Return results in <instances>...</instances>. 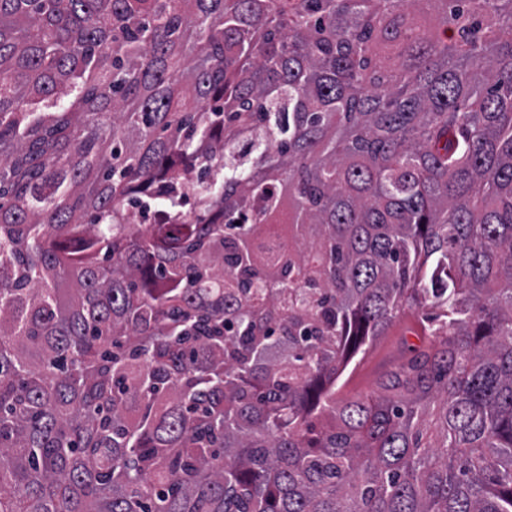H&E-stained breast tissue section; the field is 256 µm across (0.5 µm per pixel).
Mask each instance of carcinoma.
I'll return each instance as SVG.
<instances>
[{"label": "carcinoma", "mask_w": 512, "mask_h": 512, "mask_svg": "<svg viewBox=\"0 0 512 512\" xmlns=\"http://www.w3.org/2000/svg\"><path fill=\"white\" fill-rule=\"evenodd\" d=\"M411 2L0 0V512H512V0ZM411 329H419L413 319L404 316L397 320L385 336L374 340L366 352L362 351L350 363L341 382L346 385L336 395L365 397L377 389L381 377L411 354L412 347L420 344L419 337Z\"/></svg>", "instance_id": "cac0c4a2"}]
</instances>
